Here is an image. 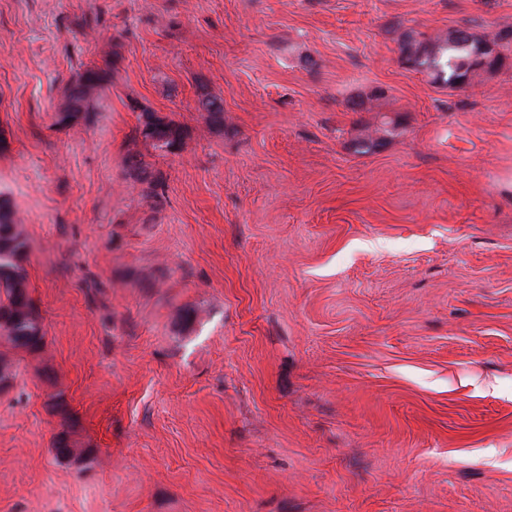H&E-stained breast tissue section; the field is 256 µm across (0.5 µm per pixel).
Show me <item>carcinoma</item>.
<instances>
[{"mask_svg": "<svg viewBox=\"0 0 512 512\" xmlns=\"http://www.w3.org/2000/svg\"><path fill=\"white\" fill-rule=\"evenodd\" d=\"M492 45L504 51L512 49V43L503 41L501 36L489 43L464 28L458 30V35L451 34L445 39L409 42L402 48V53L410 64L429 69L434 82L462 88L470 83L479 70V58ZM105 77L106 71L101 68H90L80 74L67 90V97L77 103V111L56 113L54 126L71 128L84 119L93 95L81 93V86L90 84L95 91ZM148 115L155 117L156 132L149 135L143 131L142 138L162 153L164 149L159 141L178 132V127L171 120L143 111L142 116ZM28 248L22 219L11 206L0 203V333H5L11 348L35 352L44 343L45 331L30 297L27 272L22 265Z\"/></svg>", "mask_w": 512, "mask_h": 512, "instance_id": "cac0c4a2", "label": "carcinoma"}]
</instances>
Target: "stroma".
Wrapping results in <instances>:
<instances>
[{"instance_id": "35a3bbf8", "label": "stroma", "mask_w": 512, "mask_h": 512, "mask_svg": "<svg viewBox=\"0 0 512 512\" xmlns=\"http://www.w3.org/2000/svg\"><path fill=\"white\" fill-rule=\"evenodd\" d=\"M461 27L512 0H0L46 332L0 342V512H512V54L456 89L402 55ZM106 71L101 68L86 69L79 77L69 86L67 97L72 98L77 103V112H66L67 110L60 108L56 112L54 126L58 129L71 128L77 125L88 114L89 103L100 84L106 77ZM85 84L92 85V93L81 94V86ZM148 115L155 119L156 132L154 135H149L143 129H141L140 133L142 135V138L145 141H149L152 148L155 151H159L160 153L170 152V151H165L163 149L162 145H160L158 143V141L164 140L165 137L167 135H171L172 132H175L176 134H178V127L172 120H167L166 118L156 116L154 114V112H151L148 110H143L142 117L144 118L145 116H148Z\"/></svg>"}]
</instances>
